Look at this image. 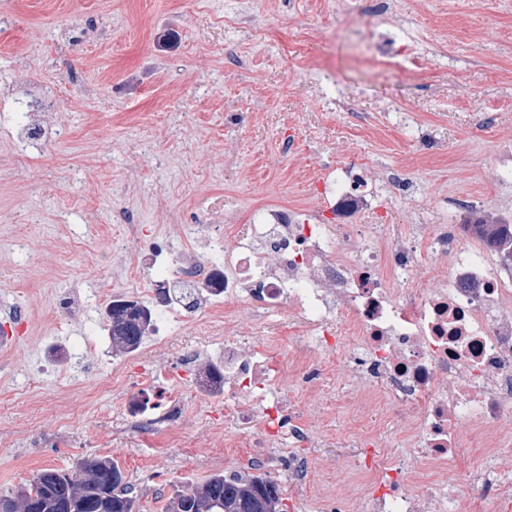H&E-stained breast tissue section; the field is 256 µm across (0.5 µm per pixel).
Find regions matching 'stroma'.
<instances>
[{"instance_id":"35a3bbf8","label":"stroma","mask_w":512,"mask_h":512,"mask_svg":"<svg viewBox=\"0 0 512 512\" xmlns=\"http://www.w3.org/2000/svg\"><path fill=\"white\" fill-rule=\"evenodd\" d=\"M341 2L0 0V493L108 457L137 512H165L177 491L237 467L260 426L225 414L202 384L205 365L228 324L243 350L268 339L289 351L295 315L208 309L166 344L124 354L104 314L165 286L166 269L139 277L145 251L160 241L181 256L202 225L223 223L212 197L335 224L314 183L361 159L379 207L356 223L401 236L512 210V181L497 165L512 149V0H393L384 14ZM410 42L429 58L413 79L388 64ZM29 75L59 96L41 124L64 132L48 144L27 117ZM462 193L481 210L444 206ZM149 377L174 391L179 419L139 431L130 411ZM359 398L339 355L315 388L300 387L313 426L307 488L290 484L287 439L262 450L283 512H320L330 497L362 504L366 455L414 468L390 410L343 412Z\"/></svg>"}]
</instances>
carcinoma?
Wrapping results in <instances>:
<instances>
[{"mask_svg": "<svg viewBox=\"0 0 512 512\" xmlns=\"http://www.w3.org/2000/svg\"><path fill=\"white\" fill-rule=\"evenodd\" d=\"M476 230L493 246L512 245L511 224H489L478 220ZM137 321L125 329L114 325V310L107 309L106 317L115 348L122 353L139 349L152 325V309L134 303ZM206 492L207 512H266L273 502L281 501L280 487L269 476H252L228 480L214 474L202 483L178 491L166 505V512H197V495ZM30 500L32 507L23 512H89L83 504L98 506L97 512H134L136 499L127 489L120 467L110 459H87L77 463L71 472L46 470L21 486L13 495L1 494L0 502L23 504Z\"/></svg>", "mask_w": 512, "mask_h": 512, "instance_id": "1", "label": "carcinoma"}]
</instances>
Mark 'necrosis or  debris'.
Masks as SVG:
<instances>
[{"label":"necrosis or debris","mask_w":512,"mask_h":512,"mask_svg":"<svg viewBox=\"0 0 512 512\" xmlns=\"http://www.w3.org/2000/svg\"><path fill=\"white\" fill-rule=\"evenodd\" d=\"M204 230L205 254H186L172 268L176 288H204L213 308L293 312L302 342L287 360L259 346L246 352L224 335V404L242 423L264 421V436H286L294 486L308 484L303 450L311 430L296 413L290 375L317 381L323 356L342 352L364 374V397L392 405L415 444L418 468L406 476L387 460L367 466V512H481L487 499L512 508V490L494 478L498 428L512 415V265L485 269L460 241V229L440 224L415 244L375 232L362 241L351 224H304L288 206L256 208L247 223ZM448 268L434 287L419 281V256ZM342 316L358 343L341 346L331 331ZM480 451L485 472L463 458ZM451 469L470 496L445 507L436 476Z\"/></svg>","instance_id":"necrosis-or-debris-1"}]
</instances>
